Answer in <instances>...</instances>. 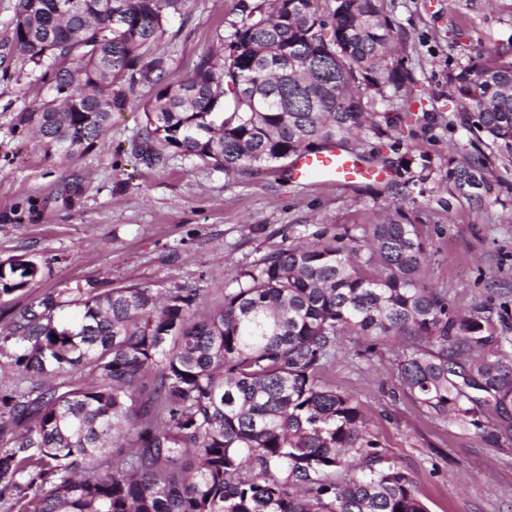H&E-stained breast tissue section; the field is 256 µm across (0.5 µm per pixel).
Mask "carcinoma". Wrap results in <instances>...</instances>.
Masks as SVG:
<instances>
[{
	"label": "carcinoma",
	"instance_id": "obj_1",
	"mask_svg": "<svg viewBox=\"0 0 512 512\" xmlns=\"http://www.w3.org/2000/svg\"><path fill=\"white\" fill-rule=\"evenodd\" d=\"M379 2L240 0L222 56L174 84L155 43L182 0H18L4 49L48 64L47 94L18 124L67 161L143 81L156 87L143 105L148 164L165 147L235 176L336 144L352 153L360 134L396 124L377 100L408 93ZM448 91L462 124L512 157V58L487 50L448 71ZM485 168L449 157V194L482 201ZM427 255L416 225L388 220L271 254L205 316L190 294L142 285L95 288L67 322L50 296L24 308L0 335V357L33 381L0 398L5 512H428L363 409L314 383L342 337L370 341L368 356L403 336L396 369L428 413L475 428L488 408L509 419L512 336L484 334L429 287ZM40 276L21 256L0 263V297ZM68 372L90 383H51Z\"/></svg>",
	"mask_w": 512,
	"mask_h": 512
}]
</instances>
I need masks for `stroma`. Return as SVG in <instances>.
I'll use <instances>...</instances> for the list:
<instances>
[{"instance_id": "1", "label": "stroma", "mask_w": 512, "mask_h": 512, "mask_svg": "<svg viewBox=\"0 0 512 512\" xmlns=\"http://www.w3.org/2000/svg\"><path fill=\"white\" fill-rule=\"evenodd\" d=\"M240 0H184L164 26L159 47L167 78L192 74L202 55L220 54L243 15ZM18 0H0V262H36V288L0 298V332L44 295L75 308V289L147 285L195 294L198 308L224 303L241 272L288 246L361 235L388 219L417 225L430 250L424 277L459 310L485 317L486 334L512 318V162L490 164L499 196L471 204L449 196L444 175L453 151L480 158L486 144L455 124L448 72L485 50L512 42V0H384L403 66L411 77V120L391 133L397 148L367 140L363 158L381 178L336 186L301 184L289 164L236 176L173 150L148 164L140 156L143 103L135 84L129 106L112 117L103 143L69 162L49 156L18 126V113L43 98L42 67L6 54ZM426 154V180L403 165L408 148ZM363 340L343 347L318 383L359 402L366 430L413 478L429 512H512V422L486 412L481 428L429 414L403 385L397 346L366 358Z\"/></svg>"}]
</instances>
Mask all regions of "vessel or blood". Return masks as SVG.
Listing matches in <instances>:
<instances>
[{
  "instance_id": "b4317fda",
  "label": "vessel or blood",
  "mask_w": 512,
  "mask_h": 512,
  "mask_svg": "<svg viewBox=\"0 0 512 512\" xmlns=\"http://www.w3.org/2000/svg\"><path fill=\"white\" fill-rule=\"evenodd\" d=\"M375 175L373 168L338 147L321 152L300 153L292 168L295 181L307 182L316 179L339 186L369 180Z\"/></svg>"
}]
</instances>
